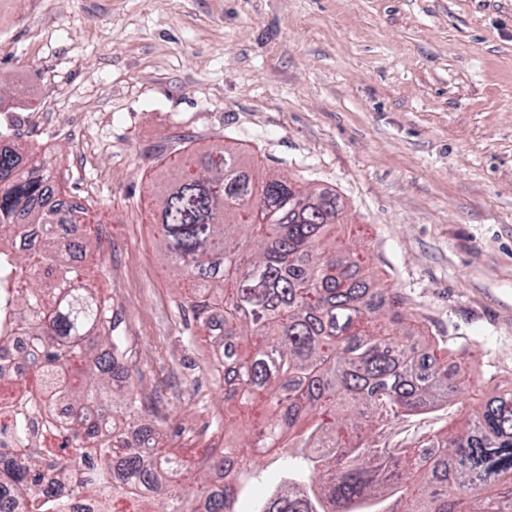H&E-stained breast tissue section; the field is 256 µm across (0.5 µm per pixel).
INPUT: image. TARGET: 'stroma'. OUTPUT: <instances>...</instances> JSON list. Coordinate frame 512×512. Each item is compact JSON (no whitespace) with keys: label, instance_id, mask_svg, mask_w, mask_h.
Here are the masks:
<instances>
[{"label":"stroma","instance_id":"obj_1","mask_svg":"<svg viewBox=\"0 0 512 512\" xmlns=\"http://www.w3.org/2000/svg\"><path fill=\"white\" fill-rule=\"evenodd\" d=\"M1 131L99 223L86 275L174 447L206 446L224 401L155 184L220 145L336 192L337 245L476 377L391 446L512 386V0H0Z\"/></svg>","mask_w":512,"mask_h":512}]
</instances>
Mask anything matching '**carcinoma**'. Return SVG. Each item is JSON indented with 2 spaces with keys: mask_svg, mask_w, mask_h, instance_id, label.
Instances as JSON below:
<instances>
[{
  "mask_svg": "<svg viewBox=\"0 0 512 512\" xmlns=\"http://www.w3.org/2000/svg\"><path fill=\"white\" fill-rule=\"evenodd\" d=\"M54 169L0 144V353L30 336L19 382L0 370V512H66L67 493L116 512L119 500L166 498L165 512H240L267 457L281 479L251 512H512V387L486 395L454 436L404 448L380 436L396 420L448 403L469 373L426 335L408 338L405 298L360 274L357 257L328 247L343 208L329 191L283 176L256 180L233 152L208 151L196 171L158 187L166 259L194 285L198 324L224 357V454L188 466L165 447L168 414L138 390L140 371L117 333L112 301L98 297L74 238L86 209L64 217L49 203ZM384 318L397 329L376 333ZM263 394V421L236 430L230 409ZM43 414L41 431L27 414Z\"/></svg>",
  "mask_w": 512,
  "mask_h": 512,
  "instance_id": "carcinoma-1",
  "label": "carcinoma"
}]
</instances>
